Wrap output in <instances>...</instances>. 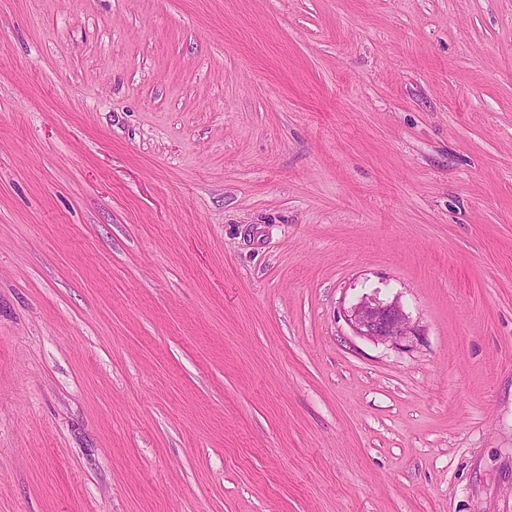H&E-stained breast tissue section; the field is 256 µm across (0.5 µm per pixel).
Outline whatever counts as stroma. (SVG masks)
I'll list each match as a JSON object with an SVG mask.
<instances>
[{
    "mask_svg": "<svg viewBox=\"0 0 512 512\" xmlns=\"http://www.w3.org/2000/svg\"><path fill=\"white\" fill-rule=\"evenodd\" d=\"M0 512H512V0H0ZM348 321L358 336L377 343L398 344L418 331L399 298L383 300L377 293L366 294L347 311Z\"/></svg>",
    "mask_w": 512,
    "mask_h": 512,
    "instance_id": "1",
    "label": "stroma"
}]
</instances>
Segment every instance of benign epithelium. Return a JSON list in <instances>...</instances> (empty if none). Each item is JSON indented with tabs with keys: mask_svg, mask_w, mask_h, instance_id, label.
I'll return each mask as SVG.
<instances>
[{
	"mask_svg": "<svg viewBox=\"0 0 512 512\" xmlns=\"http://www.w3.org/2000/svg\"><path fill=\"white\" fill-rule=\"evenodd\" d=\"M347 317L357 335L377 343L397 344L418 335L397 297L389 301L367 294L350 307Z\"/></svg>",
	"mask_w": 512,
	"mask_h": 512,
	"instance_id": "benign-epithelium-1",
	"label": "benign epithelium"
}]
</instances>
